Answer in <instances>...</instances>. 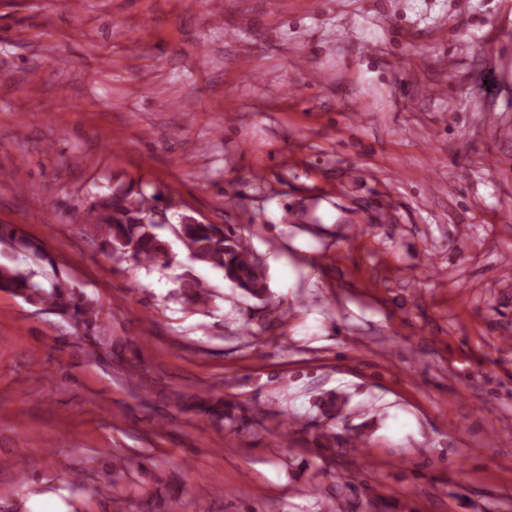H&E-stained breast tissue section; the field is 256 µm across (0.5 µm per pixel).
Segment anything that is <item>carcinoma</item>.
<instances>
[{"label":"carcinoma","instance_id":"carcinoma-1","mask_svg":"<svg viewBox=\"0 0 512 512\" xmlns=\"http://www.w3.org/2000/svg\"><path fill=\"white\" fill-rule=\"evenodd\" d=\"M157 200V194L146 192L138 183L117 185L110 193L94 199L85 212V222L100 228L104 246L116 260L151 264L169 257L168 243L157 233V228L168 222V216L157 207ZM177 233L191 260L222 271L224 278L237 288L259 301H267L264 270L246 239L234 229L222 224L201 223L185 214L180 217ZM0 243L38 259H49L42 244L27 237L16 225H0ZM181 288L187 299L195 303L207 301V291L194 277L185 278ZM0 291L32 307L48 309L68 318L74 329L84 336L102 335L99 304L79 286L58 280L45 288L34 280L32 271L0 264ZM198 409L206 414H221L231 422L246 418L225 405L219 408L206 400Z\"/></svg>","mask_w":512,"mask_h":512}]
</instances>
